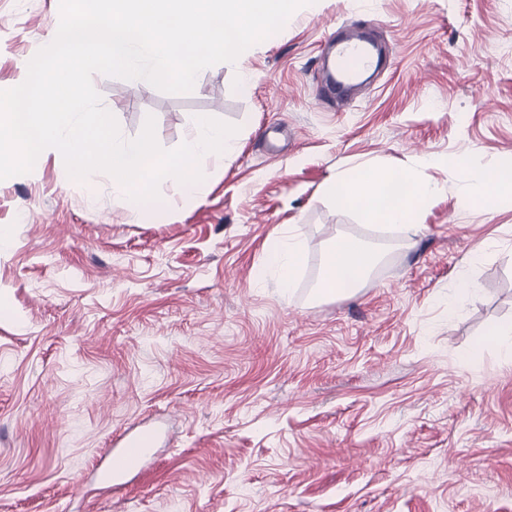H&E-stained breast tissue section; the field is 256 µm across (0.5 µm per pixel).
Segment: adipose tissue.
Wrapping results in <instances>:
<instances>
[{
    "label": "adipose tissue",
    "instance_id": "adipose-tissue-1",
    "mask_svg": "<svg viewBox=\"0 0 512 512\" xmlns=\"http://www.w3.org/2000/svg\"><path fill=\"white\" fill-rule=\"evenodd\" d=\"M438 163L450 177L464 178L477 187L493 183L500 194L512 198V163L492 174L469 167L463 157L455 154L439 158ZM434 191L432 184L411 176L396 178L374 170L353 179H335L326 189L338 205L365 208L384 223L398 225L408 232L413 229L410 215L415 204L425 201ZM303 258L302 245L291 234L274 238L267 247L266 264L277 273L284 288L291 287ZM375 262L374 253L356 241L336 238L323 256L321 295L334 296L360 288Z\"/></svg>",
    "mask_w": 512,
    "mask_h": 512
}]
</instances>
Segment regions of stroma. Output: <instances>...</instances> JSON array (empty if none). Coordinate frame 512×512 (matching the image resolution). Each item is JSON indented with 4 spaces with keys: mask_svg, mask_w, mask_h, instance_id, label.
<instances>
[{
    "mask_svg": "<svg viewBox=\"0 0 512 512\" xmlns=\"http://www.w3.org/2000/svg\"><path fill=\"white\" fill-rule=\"evenodd\" d=\"M59 20V0H0V89ZM370 20L388 68L316 101L329 29ZM93 85L123 139L151 115L173 149L206 112L238 146L135 211L54 149L0 181V512H512V358L468 360L512 320V201L433 164L512 161V0H312L190 93ZM368 169L435 184L416 235L386 245L326 194ZM291 226L306 258L284 288L262 267ZM339 236L378 262L324 298ZM146 427L154 456L102 489L113 437Z\"/></svg>",
    "mask_w": 512,
    "mask_h": 512,
    "instance_id": "1",
    "label": "stroma"
}]
</instances>
